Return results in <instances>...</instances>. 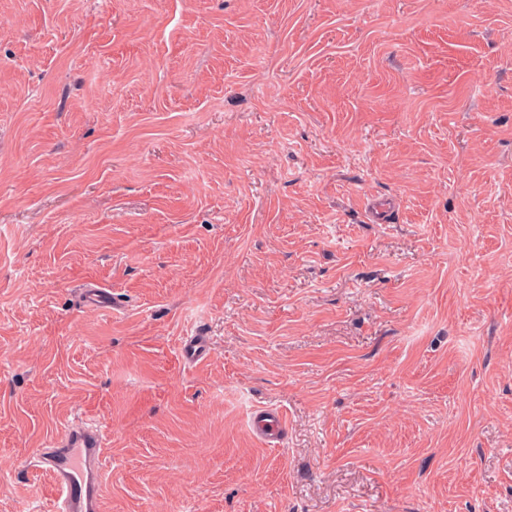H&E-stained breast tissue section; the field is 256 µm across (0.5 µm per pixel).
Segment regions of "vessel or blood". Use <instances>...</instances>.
<instances>
[{
	"instance_id": "obj_1",
	"label": "vessel or blood",
	"mask_w": 512,
	"mask_h": 512,
	"mask_svg": "<svg viewBox=\"0 0 512 512\" xmlns=\"http://www.w3.org/2000/svg\"><path fill=\"white\" fill-rule=\"evenodd\" d=\"M83 297L92 309L112 306L111 293L93 282L86 284ZM209 353L207 336L198 333L184 337L181 356L187 363H202ZM253 427L256 435L268 443L281 442L285 433L282 415L273 410L255 412ZM104 441L101 428L78 416L60 429L48 447L38 449L34 461L53 479L54 512H103L100 459Z\"/></svg>"
}]
</instances>
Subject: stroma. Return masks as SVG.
<instances>
[{
    "mask_svg": "<svg viewBox=\"0 0 512 512\" xmlns=\"http://www.w3.org/2000/svg\"><path fill=\"white\" fill-rule=\"evenodd\" d=\"M76 412L104 512H512V0H0V512ZM83 297L85 305L89 308L112 309V293L105 288H101L96 283L90 282L86 284L83 289ZM210 353L208 336L201 333L186 336L181 344V356L189 364L202 363ZM256 435L267 443H280L285 433V422L278 411L259 410L253 415Z\"/></svg>",
    "mask_w": 512,
    "mask_h": 512,
    "instance_id": "35a3bbf8",
    "label": "stroma"
}]
</instances>
